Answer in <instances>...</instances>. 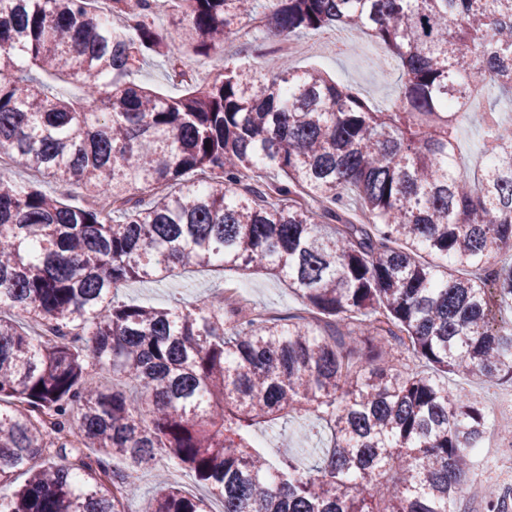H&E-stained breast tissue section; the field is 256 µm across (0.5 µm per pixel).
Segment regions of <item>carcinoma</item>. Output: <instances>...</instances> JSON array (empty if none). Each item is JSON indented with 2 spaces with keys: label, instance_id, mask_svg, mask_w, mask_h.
<instances>
[{
  "label": "carcinoma",
  "instance_id": "cac0c4a2",
  "mask_svg": "<svg viewBox=\"0 0 512 512\" xmlns=\"http://www.w3.org/2000/svg\"><path fill=\"white\" fill-rule=\"evenodd\" d=\"M97 2L0 0V155L57 184L0 165V482L25 476L0 512H129L137 473L171 466L224 512H457L489 418L448 376L512 387V263L491 262L512 248V0H180L166 33L160 0ZM258 15L373 42L395 99L288 58L227 55L179 97L126 80ZM479 96L474 181L456 136ZM190 267L269 273L309 316L116 300ZM307 414L334 437L311 470L252 439ZM145 512L211 510L161 479ZM182 18L181 3L166 1L162 3L160 9L153 16L154 26L159 32L165 33L173 27V24ZM168 477L171 483L179 485V487L183 490L197 496H205L210 498V508L212 512L224 511V503L218 498L210 497L206 485L199 481L195 477L194 473L188 469L179 467L172 468L169 471Z\"/></svg>",
  "mask_w": 512,
  "mask_h": 512
}]
</instances>
